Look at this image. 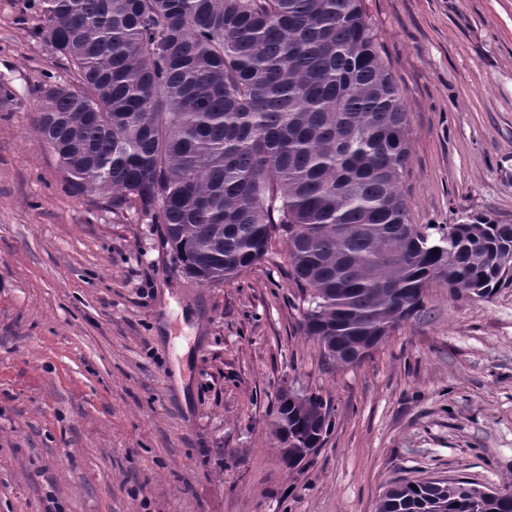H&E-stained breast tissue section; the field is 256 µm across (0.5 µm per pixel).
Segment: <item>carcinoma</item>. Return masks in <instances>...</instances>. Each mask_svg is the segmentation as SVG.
<instances>
[{
    "label": "carcinoma",
    "mask_w": 512,
    "mask_h": 512,
    "mask_svg": "<svg viewBox=\"0 0 512 512\" xmlns=\"http://www.w3.org/2000/svg\"><path fill=\"white\" fill-rule=\"evenodd\" d=\"M39 37L79 86L46 83L35 118L65 184L164 224L200 283L287 247L325 357L377 346L425 289L488 298L512 287V224H412L399 189L407 116L364 0H42ZM288 467L322 444L316 395L279 398ZM376 512H512V493L464 479L398 481Z\"/></svg>",
    "instance_id": "obj_1"
}]
</instances>
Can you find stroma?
I'll return each instance as SVG.
<instances>
[{"label":"stroma","mask_w":512,"mask_h":512,"mask_svg":"<svg viewBox=\"0 0 512 512\" xmlns=\"http://www.w3.org/2000/svg\"><path fill=\"white\" fill-rule=\"evenodd\" d=\"M407 113L418 228L512 224V0H365ZM0 0V512H375L397 479L512 490V288H426L364 360L299 328L286 245L220 284L183 274L162 225L66 188L35 130L78 75ZM332 426L300 467L278 399Z\"/></svg>","instance_id":"35a3bbf8"}]
</instances>
